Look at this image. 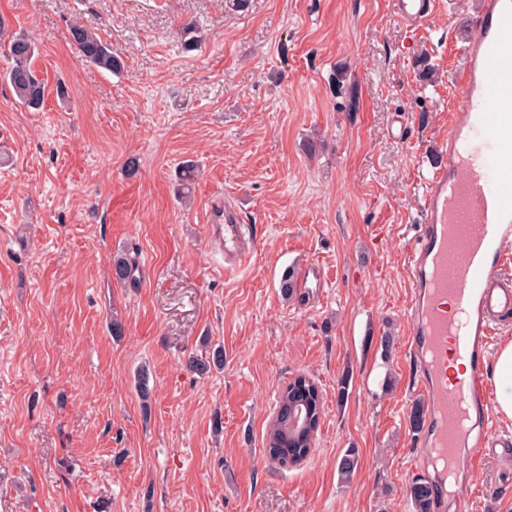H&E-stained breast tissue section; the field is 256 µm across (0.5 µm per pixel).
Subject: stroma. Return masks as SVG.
<instances>
[{"label": "stroma", "mask_w": 512, "mask_h": 512, "mask_svg": "<svg viewBox=\"0 0 512 512\" xmlns=\"http://www.w3.org/2000/svg\"><path fill=\"white\" fill-rule=\"evenodd\" d=\"M478 3L413 30L393 0H0L47 84L23 107L0 55V512H414L404 252ZM76 24L120 74L80 58ZM216 205L256 230L235 269ZM289 267L308 295L282 297ZM217 347L221 368L186 369ZM300 374L323 414L283 469L263 437ZM457 494L512 512V455Z\"/></svg>", "instance_id": "stroma-1"}]
</instances>
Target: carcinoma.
Masks as SVG:
<instances>
[{
    "instance_id": "cac0c4a2",
    "label": "carcinoma",
    "mask_w": 512,
    "mask_h": 512,
    "mask_svg": "<svg viewBox=\"0 0 512 512\" xmlns=\"http://www.w3.org/2000/svg\"><path fill=\"white\" fill-rule=\"evenodd\" d=\"M73 41L81 57L96 68L110 73L123 70L122 60L112 53V49L96 32L83 26H74ZM9 54L12 64L7 71L6 80L11 85L20 104L28 109L42 107L47 91L44 79L37 75L35 45L23 34H17L9 40ZM136 266L135 259L117 256L112 262L114 278L124 283L132 275ZM279 288L287 299L294 297L297 291V273L286 269ZM224 363L222 351L210 355V359L191 357L186 367L192 371H205L210 362ZM322 412L321 393L317 384L305 375L294 377L280 392L273 419L267 428L265 443L270 459L282 467L294 466L308 457L314 445V433L320 425ZM358 457L350 449L338 463V472L348 480L355 472ZM431 490L427 481L418 479L410 488L415 512H430Z\"/></svg>"
}]
</instances>
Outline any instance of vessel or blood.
<instances>
[{"label": "vessel or blood", "mask_w": 512, "mask_h": 512, "mask_svg": "<svg viewBox=\"0 0 512 512\" xmlns=\"http://www.w3.org/2000/svg\"><path fill=\"white\" fill-rule=\"evenodd\" d=\"M402 24L418 28L440 0H393ZM458 73L459 101L437 145L416 234L406 248L411 322L407 349L421 402L418 428L441 512H469L449 497V478L473 476L495 437V387L486 373L501 318L512 313V0H483L469 26ZM242 215L224 213L225 256L240 266ZM468 362L448 382L449 355Z\"/></svg>", "instance_id": "1"}]
</instances>
